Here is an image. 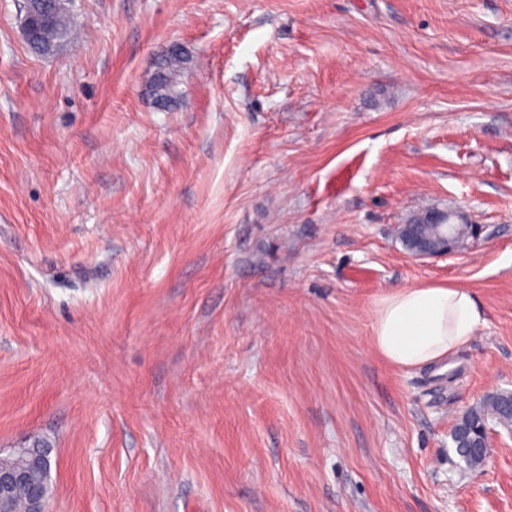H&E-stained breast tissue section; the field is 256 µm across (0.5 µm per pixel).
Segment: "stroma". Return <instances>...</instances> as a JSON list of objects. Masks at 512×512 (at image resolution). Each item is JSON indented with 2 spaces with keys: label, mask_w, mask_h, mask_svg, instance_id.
I'll list each match as a JSON object with an SVG mask.
<instances>
[{
  "label": "stroma",
  "mask_w": 512,
  "mask_h": 512,
  "mask_svg": "<svg viewBox=\"0 0 512 512\" xmlns=\"http://www.w3.org/2000/svg\"><path fill=\"white\" fill-rule=\"evenodd\" d=\"M71 10L40 55L0 0V456L51 448L48 512H512V434L451 440L512 391V0ZM433 207L482 232L411 259ZM426 284L486 322L393 367L375 303ZM185 58L179 51L172 50L158 58V64L152 86L154 87V102L161 107H166L171 100L177 101L179 92L177 90L178 77L183 69ZM154 83L158 84L155 85ZM490 403L498 404L499 407H503L507 410L512 405V393L507 391L496 392L490 396L486 402H483L482 404L472 407L470 410H468L461 417V422H466L474 427H478L483 422L482 419L485 406Z\"/></svg>",
  "instance_id": "obj_1"
}]
</instances>
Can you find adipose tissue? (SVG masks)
I'll return each mask as SVG.
<instances>
[{"label": "adipose tissue", "instance_id": "ef3b65f1", "mask_svg": "<svg viewBox=\"0 0 512 512\" xmlns=\"http://www.w3.org/2000/svg\"><path fill=\"white\" fill-rule=\"evenodd\" d=\"M484 322L471 289L412 286L377 302L371 340L375 351L393 366H437L468 344Z\"/></svg>", "mask_w": 512, "mask_h": 512}]
</instances>
